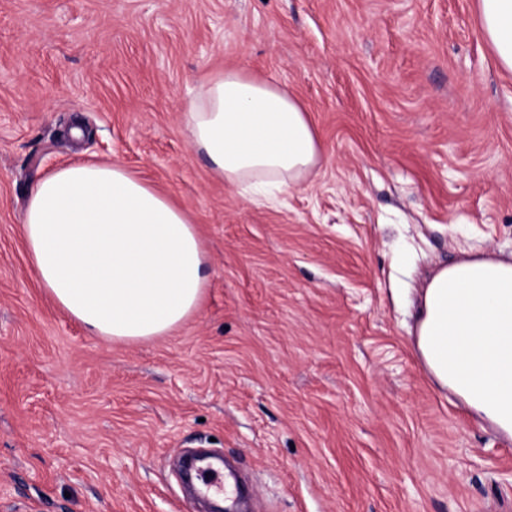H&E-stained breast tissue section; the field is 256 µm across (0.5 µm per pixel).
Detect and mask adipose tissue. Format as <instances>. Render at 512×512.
I'll list each match as a JSON object with an SVG mask.
<instances>
[{
    "label": "adipose tissue",
    "instance_id": "adipose-tissue-1",
    "mask_svg": "<svg viewBox=\"0 0 512 512\" xmlns=\"http://www.w3.org/2000/svg\"><path fill=\"white\" fill-rule=\"evenodd\" d=\"M483 33L512 70V0H477ZM192 147L225 184L272 206L323 153L302 102L238 70L200 86L186 112ZM22 236L33 278L107 341L170 334L196 314L208 262L187 211L121 165L72 163L30 194ZM417 347L441 388L512 435V262L476 259L428 282Z\"/></svg>",
    "mask_w": 512,
    "mask_h": 512
}]
</instances>
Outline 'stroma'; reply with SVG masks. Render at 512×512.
Segmentation results:
<instances>
[{
	"mask_svg": "<svg viewBox=\"0 0 512 512\" xmlns=\"http://www.w3.org/2000/svg\"><path fill=\"white\" fill-rule=\"evenodd\" d=\"M227 68L322 140L279 207L189 143ZM75 161L196 224L207 295L171 334L90 335L30 276L27 199ZM476 256L512 261V71L475 0H0V512H198L196 449L248 512H512V436L415 346L427 280Z\"/></svg>",
	"mask_w": 512,
	"mask_h": 512,
	"instance_id": "obj_1",
	"label": "stroma"
}]
</instances>
